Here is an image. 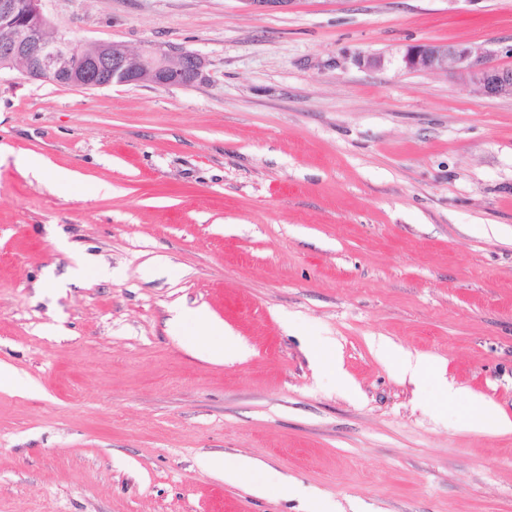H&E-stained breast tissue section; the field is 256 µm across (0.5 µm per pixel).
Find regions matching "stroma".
Returning <instances> with one entry per match:
<instances>
[{"label": "stroma", "instance_id": "35a3bbf8", "mask_svg": "<svg viewBox=\"0 0 512 512\" xmlns=\"http://www.w3.org/2000/svg\"><path fill=\"white\" fill-rule=\"evenodd\" d=\"M43 11L75 44L204 67L171 88L0 71V364L24 384L0 388V512H512V431L465 424L479 399L512 418V97L398 64L433 42L512 66V0ZM199 307L238 357L172 326ZM406 353L440 376L411 383ZM209 453L266 465L267 493Z\"/></svg>", "mask_w": 512, "mask_h": 512}]
</instances>
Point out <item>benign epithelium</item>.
Returning a JSON list of instances; mask_svg holds the SVG:
<instances>
[{
	"instance_id": "7a95c632",
	"label": "benign epithelium",
	"mask_w": 512,
	"mask_h": 512,
	"mask_svg": "<svg viewBox=\"0 0 512 512\" xmlns=\"http://www.w3.org/2000/svg\"><path fill=\"white\" fill-rule=\"evenodd\" d=\"M42 0H0V69H17L31 81L80 88L113 85L179 87L194 83L204 66L195 53L150 44L132 51L117 42L77 49L53 29ZM401 63L410 72L453 71L490 97H512V68L492 65L488 52L467 44L419 43Z\"/></svg>"
}]
</instances>
